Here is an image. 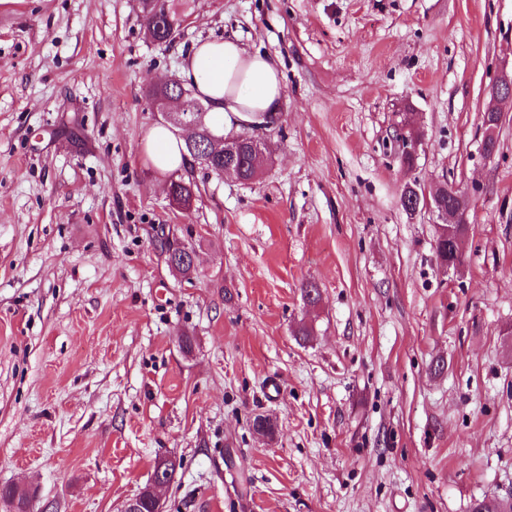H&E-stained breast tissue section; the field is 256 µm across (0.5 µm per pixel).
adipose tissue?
<instances>
[{
	"label": "adipose tissue",
	"mask_w": 512,
	"mask_h": 512,
	"mask_svg": "<svg viewBox=\"0 0 512 512\" xmlns=\"http://www.w3.org/2000/svg\"><path fill=\"white\" fill-rule=\"evenodd\" d=\"M183 76L209 102L210 124L220 134L262 123L281 106L284 90L278 62L247 53L231 38L198 42L184 61ZM183 148L182 138L164 125L150 128L145 136V153L159 171L180 168Z\"/></svg>",
	"instance_id": "obj_1"
}]
</instances>
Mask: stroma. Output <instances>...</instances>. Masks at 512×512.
<instances>
[{"label":"stroma","mask_w":512,"mask_h":512,"mask_svg":"<svg viewBox=\"0 0 512 512\" xmlns=\"http://www.w3.org/2000/svg\"><path fill=\"white\" fill-rule=\"evenodd\" d=\"M179 12L159 43L141 0H0V487L34 512H119L170 456L167 512L512 499V105L482 150L512 0ZM226 36L280 60L281 108L252 131L258 180L195 169L181 206L179 171L142 150L162 121L147 93ZM442 182L475 193L457 271L436 214L401 204ZM165 239L195 250L192 276Z\"/></svg>","instance_id":"1"}]
</instances>
